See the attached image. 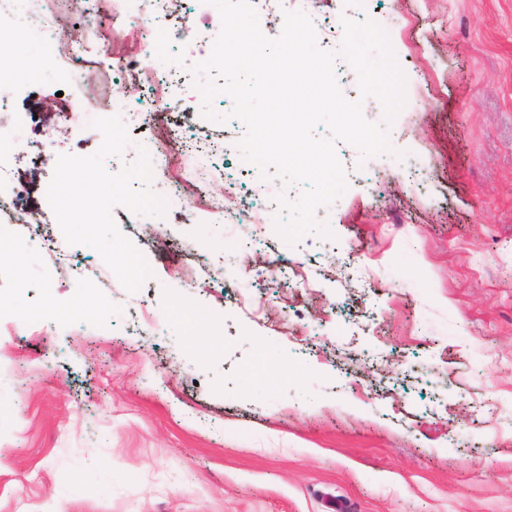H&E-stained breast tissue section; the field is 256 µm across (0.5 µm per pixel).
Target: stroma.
Listing matches in <instances>:
<instances>
[{
	"mask_svg": "<svg viewBox=\"0 0 512 512\" xmlns=\"http://www.w3.org/2000/svg\"><path fill=\"white\" fill-rule=\"evenodd\" d=\"M395 24L411 87L388 152L340 142L347 189L316 233L212 223L206 198L298 196L247 172L237 120L194 113L209 144H168L164 216L113 217L152 275L128 293L99 253L53 261L42 231L0 224V512H512V0H328ZM67 36L97 34L138 69L154 56L78 0ZM91 115L126 99L98 57ZM53 73L9 81L0 127L33 160L0 195L40 206L61 154L99 144L44 109ZM415 167H408L407 159Z\"/></svg>",
	"mask_w": 512,
	"mask_h": 512,
	"instance_id": "stroma-1",
	"label": "stroma"
}]
</instances>
